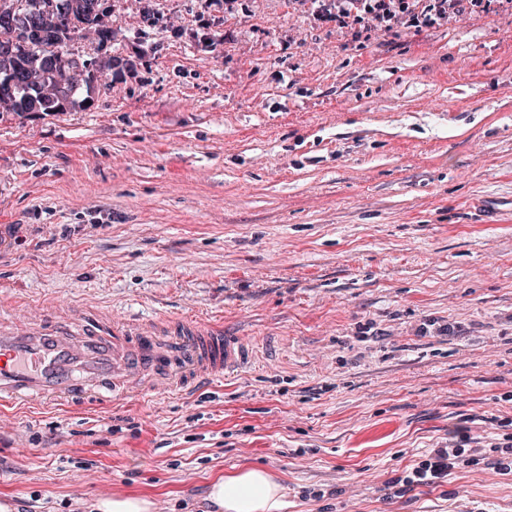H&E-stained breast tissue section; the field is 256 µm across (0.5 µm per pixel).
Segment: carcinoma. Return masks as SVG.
<instances>
[{"label":"carcinoma","instance_id":"1","mask_svg":"<svg viewBox=\"0 0 512 512\" xmlns=\"http://www.w3.org/2000/svg\"><path fill=\"white\" fill-rule=\"evenodd\" d=\"M21 10L32 16L33 25L50 32L46 38L26 45H17L12 50L9 64L0 61V91L9 93L12 111L22 114L30 111L33 103L39 104L41 112H63L66 106L75 103V96L91 85L76 87L63 98L46 96L45 89L52 84L47 76L44 59L49 55L62 54L65 41L71 39L70 30L60 29L58 20H67L71 30L90 22L86 6L94 0H13Z\"/></svg>","mask_w":512,"mask_h":512}]
</instances>
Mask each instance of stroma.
I'll return each mask as SVG.
<instances>
[{
	"instance_id": "1",
	"label": "stroma",
	"mask_w": 512,
	"mask_h": 512,
	"mask_svg": "<svg viewBox=\"0 0 512 512\" xmlns=\"http://www.w3.org/2000/svg\"><path fill=\"white\" fill-rule=\"evenodd\" d=\"M105 5L111 47L65 48L116 59L85 101L0 116V306L216 318L254 360L193 395L0 409V496L213 512L246 461L288 512H512L482 466L390 486L512 420V0L391 29L338 0ZM93 508V512H151L154 502L141 494H120L98 500Z\"/></svg>"
}]
</instances>
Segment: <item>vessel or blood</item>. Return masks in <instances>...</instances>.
<instances>
[{"label":"vessel or blood","mask_w":512,"mask_h":512,"mask_svg":"<svg viewBox=\"0 0 512 512\" xmlns=\"http://www.w3.org/2000/svg\"><path fill=\"white\" fill-rule=\"evenodd\" d=\"M252 355L223 325L186 314L116 318L75 307L55 319L0 310V408L189 395L246 368Z\"/></svg>","instance_id":"1"}]
</instances>
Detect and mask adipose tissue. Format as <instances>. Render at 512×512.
I'll list each match as a JSON object with an SVG mask.
<instances>
[{"label": "adipose tissue", "mask_w": 512, "mask_h": 512, "mask_svg": "<svg viewBox=\"0 0 512 512\" xmlns=\"http://www.w3.org/2000/svg\"><path fill=\"white\" fill-rule=\"evenodd\" d=\"M208 498L218 512H285L288 506L286 489L279 479L249 463L212 480Z\"/></svg>", "instance_id": "adipose-tissue-1"}]
</instances>
